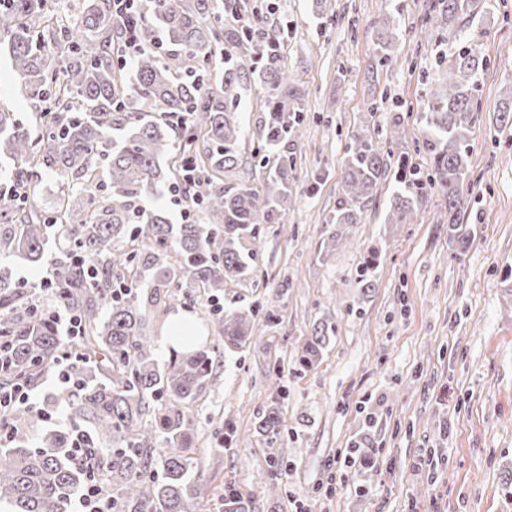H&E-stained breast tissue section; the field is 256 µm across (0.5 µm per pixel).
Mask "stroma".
Here are the masks:
<instances>
[{
	"label": "stroma",
	"mask_w": 512,
	"mask_h": 512,
	"mask_svg": "<svg viewBox=\"0 0 512 512\" xmlns=\"http://www.w3.org/2000/svg\"><path fill=\"white\" fill-rule=\"evenodd\" d=\"M284 37L305 100L302 135L288 173L293 206L265 224L257 268L228 283L225 310L270 308L273 326L225 349L211 298L185 289L192 318L207 324L216 363L193 404L198 466L191 479L209 512L234 486L250 494L282 453L279 512H512V127L499 105L512 96V0H477L473 44L487 61L481 104L467 141L472 185L468 248L448 238V207L428 192L415 223L386 221L392 187L379 185L364 224L346 246L321 256L341 193L351 135L428 168L415 147L437 56L457 51L451 31L422 35L437 0H331L321 23L313 0H246ZM393 15L399 37L376 66L378 23ZM378 112H368L371 101ZM0 107L33 122L26 94L0 54ZM404 118L392 125L394 112ZM375 259V286L359 274ZM335 334L320 359L300 357L320 321ZM282 421L276 443L256 433L270 403ZM230 422L229 446L211 445V420Z\"/></svg>",
	"instance_id": "1"
}]
</instances>
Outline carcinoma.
Returning <instances> with one entry per match:
<instances>
[{"mask_svg":"<svg viewBox=\"0 0 512 512\" xmlns=\"http://www.w3.org/2000/svg\"><path fill=\"white\" fill-rule=\"evenodd\" d=\"M64 0H5L0 5V45L29 92L40 123L32 129L0 109V206L11 222L0 228V257L40 262L49 229L57 226L68 248L56 258L54 304L81 320V359L70 385L47 396L42 411L18 407L0 439V512H72L78 490L97 474L112 492L114 512H195L199 489L190 452L196 421L189 404L212 374L210 350L173 352L165 367L143 334L146 320L160 319L178 297L175 289L224 291L227 281L256 269L252 248L260 225L280 224L292 205L290 143L300 136L304 104L278 39L258 38L265 15L237 0H148L133 18L143 25L141 49L131 67L117 50L123 28L113 0H83L67 13ZM475 0H440L424 32L452 29L468 41L466 18ZM238 18L224 26V14ZM159 29L168 51L152 44ZM398 37L385 19L378 33L377 64L390 59ZM249 58L246 65L242 59ZM486 62L464 46L440 59L428 82L422 148L432 159L421 171L401 164L392 171L366 130L351 135L342 196L321 243L329 254L364 223L377 186L393 180L389 224H408L432 189L448 201V237L466 248L468 210L466 142L478 119L475 91ZM255 92L263 102L255 155L273 159L258 190L227 183L242 163L240 104ZM195 183L186 184V168ZM58 177L59 206L45 211L34 195L43 174ZM172 193L188 186L196 217L177 226L143 206L158 186ZM126 242L119 251L112 244ZM152 272L149 288L141 274ZM23 285L0 266V340L10 352L5 386L32 384L56 365L64 348L54 312L34 308ZM272 325L271 309L234 311L217 318L224 344L240 346L253 335L257 316ZM334 325L312 330L303 355L308 368L321 356ZM50 407L65 411L70 428L46 429ZM281 418L271 404L256 425L275 439ZM87 448H72V431ZM280 459L271 457L270 478L249 495L224 487L219 512H258V502L280 494Z\"/></svg>","mask_w":512,"mask_h":512,"instance_id":"cac0c4a2","label":"carcinoma"}]
</instances>
